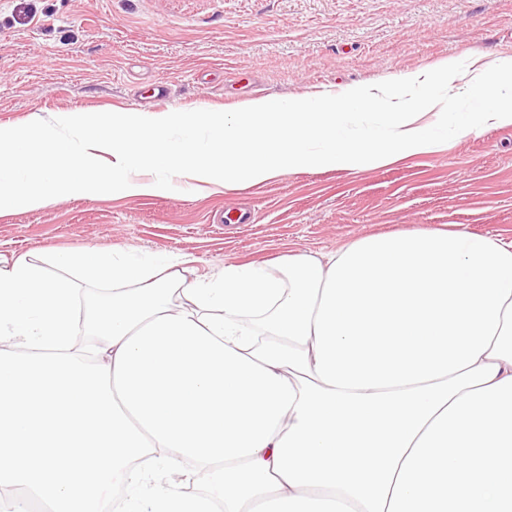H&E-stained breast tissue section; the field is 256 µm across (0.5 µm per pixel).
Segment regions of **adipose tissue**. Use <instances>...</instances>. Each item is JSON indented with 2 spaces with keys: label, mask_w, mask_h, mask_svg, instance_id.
<instances>
[{
  "label": "adipose tissue",
  "mask_w": 512,
  "mask_h": 512,
  "mask_svg": "<svg viewBox=\"0 0 512 512\" xmlns=\"http://www.w3.org/2000/svg\"><path fill=\"white\" fill-rule=\"evenodd\" d=\"M0 259V487L50 512H512V240ZM99 362L69 355L74 275ZM191 462L211 494L161 471Z\"/></svg>",
  "instance_id": "adipose-tissue-1"
}]
</instances>
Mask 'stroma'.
I'll return each instance as SVG.
<instances>
[{
	"label": "stroma",
	"instance_id": "obj_1",
	"mask_svg": "<svg viewBox=\"0 0 512 512\" xmlns=\"http://www.w3.org/2000/svg\"><path fill=\"white\" fill-rule=\"evenodd\" d=\"M458 55L484 66L512 56V0H0V125L336 95ZM162 82L172 95L160 104ZM231 208L253 223H225ZM445 224L512 239V126L361 171L4 210L0 254L177 252L211 272Z\"/></svg>",
	"mask_w": 512,
	"mask_h": 512
}]
</instances>
